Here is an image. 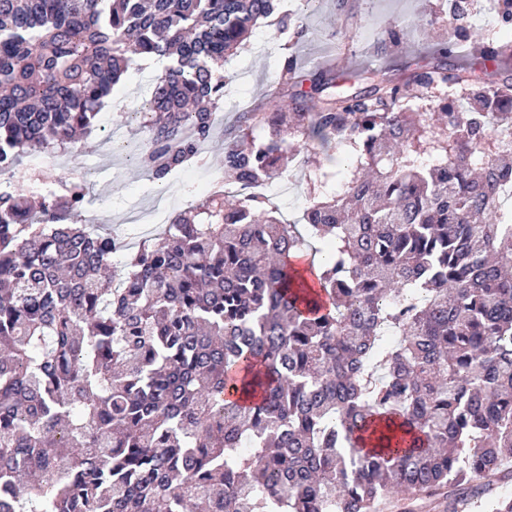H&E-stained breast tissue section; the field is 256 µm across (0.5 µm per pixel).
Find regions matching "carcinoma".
I'll use <instances>...</instances> for the list:
<instances>
[{
  "mask_svg": "<svg viewBox=\"0 0 512 512\" xmlns=\"http://www.w3.org/2000/svg\"><path fill=\"white\" fill-rule=\"evenodd\" d=\"M512 26V0H488ZM276 0H0V176L72 148L146 56L139 162L162 181L213 131L224 61ZM283 30L306 36L290 13ZM467 25L399 83L381 66L283 74L242 113L224 183L350 147L303 224L220 193L143 241L112 288V230L0 188V512H512V44L451 63ZM310 82L307 90L304 81ZM257 127L268 128L258 140Z\"/></svg>",
  "mask_w": 512,
  "mask_h": 512,
  "instance_id": "carcinoma-1",
  "label": "carcinoma"
}]
</instances>
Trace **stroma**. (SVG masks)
<instances>
[{
  "label": "stroma",
  "mask_w": 512,
  "mask_h": 512,
  "mask_svg": "<svg viewBox=\"0 0 512 512\" xmlns=\"http://www.w3.org/2000/svg\"><path fill=\"white\" fill-rule=\"evenodd\" d=\"M288 8L299 12L310 38L298 40L292 31L281 33L275 26L262 24L254 28L248 45L227 59L224 110L214 119L210 141L201 147L206 165L190 166L183 182L170 186L173 213L201 202L196 180L205 169L222 168L224 149L233 141L241 112L260 103L274 86L280 90L281 103L289 102L291 89L281 81L287 58H294L305 69L316 64L332 65L336 89L344 92L362 87L360 71L369 65H383L396 76L408 78L415 64L448 32V0H347L343 5L338 0H288ZM396 19L409 24L403 42H379V32ZM342 28L352 31V39L343 41L337 37V30ZM157 72V64L140 59L136 69L115 86L111 102L102 107L99 130L78 143L68 153L66 165L53 171L57 178L83 174L88 186V207L111 211L112 230L121 236L140 235L142 227L129 223L128 211L144 191L156 188L157 183L137 161L141 152L137 119L122 117L119 110L143 96ZM111 129L118 133V143L113 147L106 141ZM329 163L325 154L318 152L312 154L309 166L292 165L271 181L268 198L284 220L301 219L309 190L328 195L335 192V180L315 184L310 181L317 170L326 169Z\"/></svg>",
  "instance_id": "35a3bbf8"
}]
</instances>
